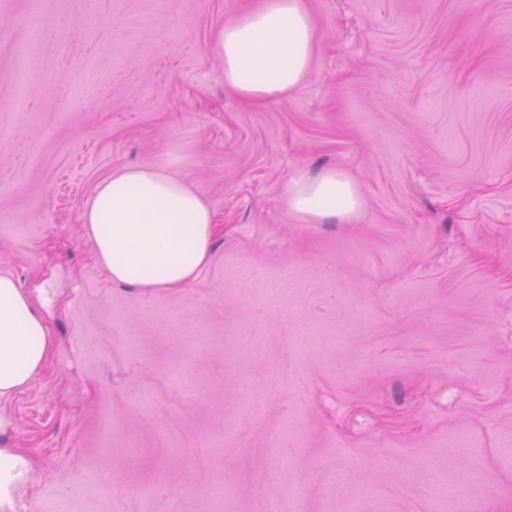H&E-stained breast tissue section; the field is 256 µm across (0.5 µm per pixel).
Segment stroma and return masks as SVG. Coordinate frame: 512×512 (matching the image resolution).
Here are the masks:
<instances>
[{
    "mask_svg": "<svg viewBox=\"0 0 512 512\" xmlns=\"http://www.w3.org/2000/svg\"><path fill=\"white\" fill-rule=\"evenodd\" d=\"M303 2L307 78L253 106L212 51L244 0H0V276L53 342L0 399L11 512H512V0ZM128 166L215 213L186 287L95 258ZM328 167L361 210L303 223ZM288 208L307 224L323 221L350 220L362 206L359 188L345 174L322 170L316 176L299 174L286 188ZM28 473L26 459L14 448H0V510L8 512L18 484Z\"/></svg>",
    "mask_w": 512,
    "mask_h": 512,
    "instance_id": "1",
    "label": "stroma"
}]
</instances>
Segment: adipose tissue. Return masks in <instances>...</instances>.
Here are the masks:
<instances>
[{"label":"adipose tissue","mask_w":512,"mask_h":512,"mask_svg":"<svg viewBox=\"0 0 512 512\" xmlns=\"http://www.w3.org/2000/svg\"><path fill=\"white\" fill-rule=\"evenodd\" d=\"M316 29L303 0H258L217 35L224 84L240 98L266 102L298 90L309 72ZM290 211L310 224L349 220L362 206L345 174L323 170L292 177ZM97 260L113 282L177 289L208 265L216 235L213 213L195 189L160 168H123L101 182L80 215ZM52 346L36 304L12 277L0 276V398L26 387ZM26 459L0 448V512H9Z\"/></svg>","instance_id":"obj_1"}]
</instances>
